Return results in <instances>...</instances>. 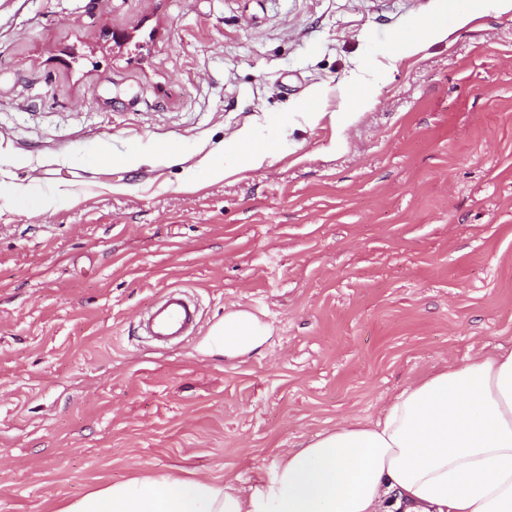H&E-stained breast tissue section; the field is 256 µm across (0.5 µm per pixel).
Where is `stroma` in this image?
<instances>
[{"mask_svg":"<svg viewBox=\"0 0 512 512\" xmlns=\"http://www.w3.org/2000/svg\"><path fill=\"white\" fill-rule=\"evenodd\" d=\"M441 9L0 0V512L167 474L247 490L512 347V12L402 53ZM246 126L265 164L210 179ZM176 286L201 323L158 347L140 320ZM239 309L266 341L211 353Z\"/></svg>","mask_w":512,"mask_h":512,"instance_id":"1","label":"stroma"}]
</instances>
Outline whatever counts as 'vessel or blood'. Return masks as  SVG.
Wrapping results in <instances>:
<instances>
[{
  "instance_id": "1",
  "label": "vessel or blood",
  "mask_w": 512,
  "mask_h": 512,
  "mask_svg": "<svg viewBox=\"0 0 512 512\" xmlns=\"http://www.w3.org/2000/svg\"><path fill=\"white\" fill-rule=\"evenodd\" d=\"M196 305L180 288L168 289L147 312L141 323L146 336L159 343L187 335L194 324Z\"/></svg>"
}]
</instances>
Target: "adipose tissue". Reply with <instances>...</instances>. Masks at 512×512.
I'll use <instances>...</instances> for the list:
<instances>
[{"instance_id":"obj_1","label":"adipose tissue","mask_w":512,"mask_h":512,"mask_svg":"<svg viewBox=\"0 0 512 512\" xmlns=\"http://www.w3.org/2000/svg\"><path fill=\"white\" fill-rule=\"evenodd\" d=\"M267 334L237 310L210 340L234 357ZM65 512H512V348L445 367L377 419L338 424L286 451L251 492L212 479L133 478Z\"/></svg>"}]
</instances>
